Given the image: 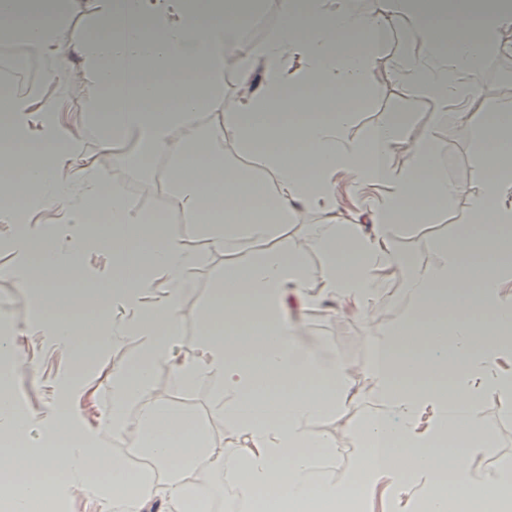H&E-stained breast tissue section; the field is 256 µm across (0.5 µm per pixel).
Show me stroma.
<instances>
[{"label": "stroma", "mask_w": 512, "mask_h": 512, "mask_svg": "<svg viewBox=\"0 0 512 512\" xmlns=\"http://www.w3.org/2000/svg\"><path fill=\"white\" fill-rule=\"evenodd\" d=\"M283 0H257L252 20L246 21L248 34L241 41L245 51H252L274 37L282 17ZM417 46L412 37H403L401 43H390L380 51L375 60V75L369 95L363 99L359 110L354 111L347 127L348 138L362 136L370 127L383 124L392 115H406L413 131L425 130L435 139L442 175L456 183L460 191L441 208L435 218L424 223H402L394 229V239L401 251L412 254L419 269L435 266L440 255L436 249L438 241L451 238L456 227L464 224L471 210L473 195L479 190L483 178L481 146L477 139L465 136L461 129L476 126L483 113L489 112L500 101L498 84L491 76H483L477 96L467 112L453 122H442L432 103L413 95L409 89L395 80L391 71L397 60L413 56ZM247 90L234 70H226L222 84L206 111L196 113L194 124L210 131L224 127V114L228 105L239 99ZM94 93L89 78L69 82L65 88L71 121L80 136L83 156L96 157L106 134L91 117L88 102ZM175 159L168 153L155 157L148 164L131 162L122 155L120 147H113L109 159V174L113 187L119 188L135 202L142 213L165 209L170 229L182 238L186 248L199 254L200 261L190 273L178 311L180 329L184 344H192L198 326L207 312L215 285L226 266L248 261L256 252V244L242 242L230 249H216L208 244L194 229L189 216L182 209L171 185L167 170ZM341 204L335 212L334 222L339 226L365 224L367 211L377 197V190L352 189L347 181L338 184ZM14 262L11 252L0 248V324H9L13 329V343L27 359V370L21 371L12 384V396L19 406L30 409L40 417L29 435L30 447H39L45 431L44 417L51 411L53 402L52 385L65 372L75 368L76 357L53 346L50 337L28 335L32 320L31 301L16 287L9 274ZM401 280H394L377 299V314L344 315L338 313V304L324 301L315 310L303 314L297 324L296 334L301 342L311 347L324 359H336L359 367L369 354L371 342L387 336L409 307V299ZM135 342L102 349L93 385L97 401L90 406L85 418L95 422L98 415L107 411L112 404V369L120 359L129 357L135 351ZM159 392H146L144 401H154L164 396L166 402L181 405L199 418V427L215 450H233L241 442L233 425L224 417V411L217 400V386L202 382L192 388L177 386L171 379L168 367H158L154 374ZM352 400L337 414L316 420L315 432L338 438L341 459L349 461L358 451L355 439L347 437V430L356 423L359 416L377 407L374 386L363 376H356L350 382ZM484 422L496 436L494 447L475 454L471 461L475 474L483 475L495 469L502 462L512 460V412L504 411L492 400L481 407Z\"/></svg>", "instance_id": "1"}]
</instances>
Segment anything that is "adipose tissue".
<instances>
[{
	"mask_svg": "<svg viewBox=\"0 0 512 512\" xmlns=\"http://www.w3.org/2000/svg\"><path fill=\"white\" fill-rule=\"evenodd\" d=\"M66 6L0 0V39L29 50L44 85L0 96V224L10 226L7 243L22 256L11 274L35 298L34 330L82 360L62 377L53 413L59 432L80 428L83 442L27 447L32 418L2 397L0 431L16 445L0 448V469L33 466L80 486L93 462L106 461L119 512H152L160 498L209 512L194 481L217 467L234 476L248 512H354L379 491L393 512L420 500L428 512H512V461L479 478L471 467L473 454L493 440L479 417L481 402L512 411V104L485 113L477 130L485 177L470 217L451 241L439 242L440 263L423 272L397 251L392 231L410 216L431 220L459 191L439 171L433 138L419 134L407 164L394 168L390 158L408 133L402 116L350 140L347 113L322 116L321 99L309 90L316 84L367 96L374 57L397 20L419 47L397 80L437 111L452 101L466 104L479 90L485 52L512 27V0H386L376 16L354 0H284L278 34L248 55L238 45L255 0H84L86 14L108 24L106 37L91 29L64 32L57 18ZM228 66L245 82L262 73L260 88L224 117L238 153L256 160L274 183L265 217L250 221L247 176L225 165L216 133L188 121L208 108ZM160 71L192 80L162 84ZM78 76L93 81L90 110L108 141H131L132 159L166 153L181 132L180 157L167 177L213 247L265 238L301 210L331 214L342 177L385 187L368 215L369 230L325 224L312 238L226 268L193 356L178 358L177 310L199 257L167 225L136 213L100 158L81 156L61 91ZM92 246L111 248L118 270L93 336L70 316L98 286L82 260ZM314 249L325 256L318 276L307 264ZM394 278L406 282L410 307L388 337L371 345L361 368L382 407L352 428L360 452L338 480V443L312 425L346 403L353 369L319 359L298 341L284 318L288 293L301 292L307 307L332 299L369 315ZM132 339L137 350L113 369L104 419L82 423L99 348ZM162 365L186 388L218 383L224 414L246 443L242 451L216 455L203 433L185 430L158 402L141 403ZM451 366L460 375L440 388L437 379ZM133 427L137 451L152 454L164 479L130 494L127 458L112 454L105 440ZM302 446L310 455H297Z\"/></svg>",
	"mask_w": 512,
	"mask_h": 512,
	"instance_id": "ef3b65f1",
	"label": "adipose tissue"
}]
</instances>
